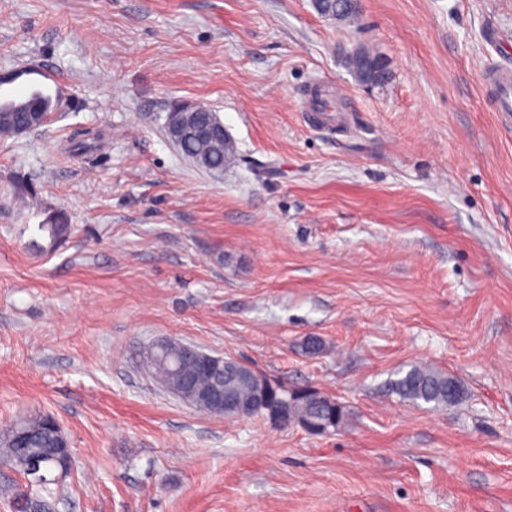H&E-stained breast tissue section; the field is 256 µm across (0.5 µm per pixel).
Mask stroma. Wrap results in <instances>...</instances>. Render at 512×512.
<instances>
[{
	"instance_id": "1",
	"label": "stroma",
	"mask_w": 512,
	"mask_h": 512,
	"mask_svg": "<svg viewBox=\"0 0 512 512\" xmlns=\"http://www.w3.org/2000/svg\"><path fill=\"white\" fill-rule=\"evenodd\" d=\"M493 27L512 32V0H363L352 24L313 0H0V74L36 60L65 87L46 126L0 139V431L60 423L73 465L55 512H512ZM362 45L385 86L345 69ZM318 79L345 93L333 132L302 117ZM189 104L234 140L229 172L169 140ZM56 218L71 233L48 248ZM162 337L350 416L313 435L200 411L150 375ZM411 364L457 377L462 402L391 394Z\"/></svg>"
}]
</instances>
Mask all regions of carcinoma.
I'll return each instance as SVG.
<instances>
[{"label":"carcinoma","instance_id":"cac0c4a2","mask_svg":"<svg viewBox=\"0 0 512 512\" xmlns=\"http://www.w3.org/2000/svg\"><path fill=\"white\" fill-rule=\"evenodd\" d=\"M25 106L9 112L0 110V137L3 139L15 136L14 126L24 114ZM214 170L222 172L229 168L236 154V146L232 142L213 143L207 147ZM39 230L46 233L49 244L65 238L70 233V226L55 222L41 224ZM242 366L230 361L226 368L228 389L241 401L254 398L251 385L242 378ZM154 374L165 384H176L183 373L176 347L169 346L159 353V360L153 368ZM389 390L399 398L413 404L427 405V409L437 411L459 403L464 395L461 382L453 375L435 368L417 364L410 366L402 376L388 382ZM348 415L346 407L335 398L316 391L297 390L289 399L288 419L299 423L306 422L312 432L322 433L329 428L337 429ZM18 425L29 434L28 447L50 448L55 441V432L50 424V416L36 415L26 418ZM13 429L0 433V463L9 465L19 471L27 479V485L18 489L12 498L13 512H28V504L37 503L42 512H54V503L48 501L40 491H48V485L54 480L48 478L42 482L30 479L25 455L14 448Z\"/></svg>","mask_w":512,"mask_h":512}]
</instances>
